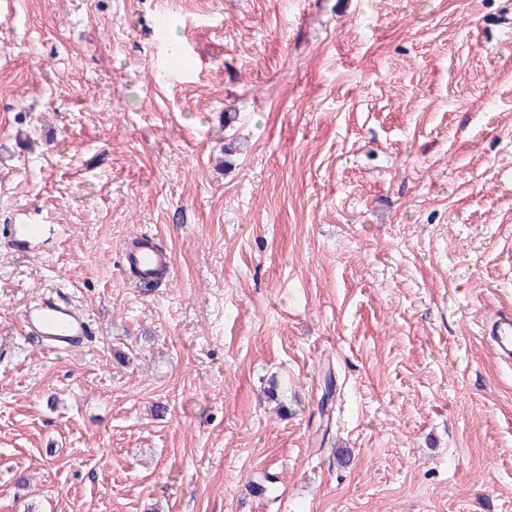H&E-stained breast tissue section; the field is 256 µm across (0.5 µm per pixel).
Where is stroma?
Wrapping results in <instances>:
<instances>
[{
    "label": "stroma",
    "mask_w": 512,
    "mask_h": 512,
    "mask_svg": "<svg viewBox=\"0 0 512 512\" xmlns=\"http://www.w3.org/2000/svg\"><path fill=\"white\" fill-rule=\"evenodd\" d=\"M501 309L512 0H0V512H512ZM123 262L125 266L134 265L144 275L149 272L160 262L166 263L168 266L173 263L172 256L166 253H158L151 248H143L131 251L129 248L123 249ZM89 329L86 315L75 304L50 295L29 304L22 315L23 334L35 338L49 353L83 344ZM484 338L494 346L500 359L512 364V313L499 314L495 320L483 323Z\"/></svg>",
    "instance_id": "stroma-1"
}]
</instances>
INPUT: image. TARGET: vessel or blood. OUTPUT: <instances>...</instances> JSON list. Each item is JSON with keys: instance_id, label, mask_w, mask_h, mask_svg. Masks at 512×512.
<instances>
[{"instance_id": "obj_1", "label": "vessel or blood", "mask_w": 512, "mask_h": 512, "mask_svg": "<svg viewBox=\"0 0 512 512\" xmlns=\"http://www.w3.org/2000/svg\"><path fill=\"white\" fill-rule=\"evenodd\" d=\"M171 255L150 248L124 250L125 265L135 266L141 273H149L158 263H171ZM24 335L35 338L41 348L58 353L81 345L89 333L84 313L73 303L42 296L28 305L22 315ZM484 338L494 346L500 359L512 364V313L499 314L483 326Z\"/></svg>"}]
</instances>
